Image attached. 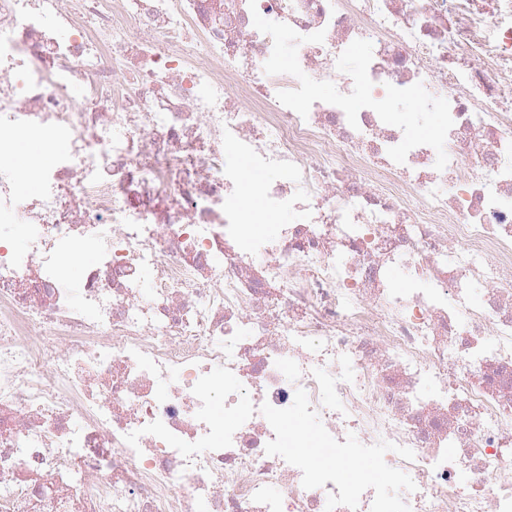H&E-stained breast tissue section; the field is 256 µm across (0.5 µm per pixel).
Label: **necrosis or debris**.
Instances as JSON below:
<instances>
[{
    "instance_id": "4bbe7bcc",
    "label": "necrosis or debris",
    "mask_w": 512,
    "mask_h": 512,
    "mask_svg": "<svg viewBox=\"0 0 512 512\" xmlns=\"http://www.w3.org/2000/svg\"><path fill=\"white\" fill-rule=\"evenodd\" d=\"M256 13L447 99V166L282 105ZM0 512H512V0H0ZM36 157L38 162H46V148L41 141H29L23 144L16 156L15 165L19 170V173L26 171L31 157Z\"/></svg>"
}]
</instances>
